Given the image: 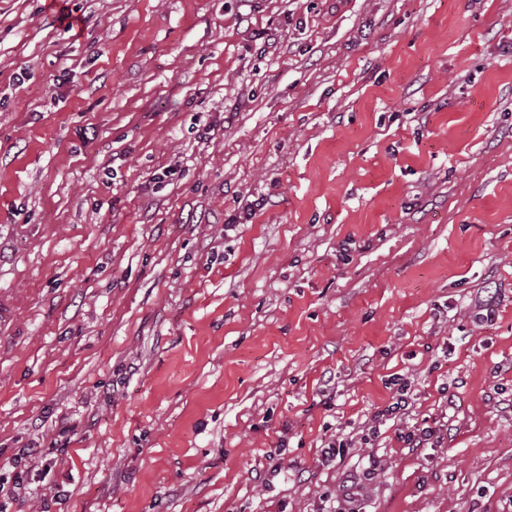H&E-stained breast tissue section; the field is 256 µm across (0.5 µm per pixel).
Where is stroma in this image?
Masks as SVG:
<instances>
[{"label": "stroma", "instance_id": "stroma-1", "mask_svg": "<svg viewBox=\"0 0 512 512\" xmlns=\"http://www.w3.org/2000/svg\"><path fill=\"white\" fill-rule=\"evenodd\" d=\"M15 468L7 512L354 479L360 512H512V0H0Z\"/></svg>", "mask_w": 512, "mask_h": 512}]
</instances>
